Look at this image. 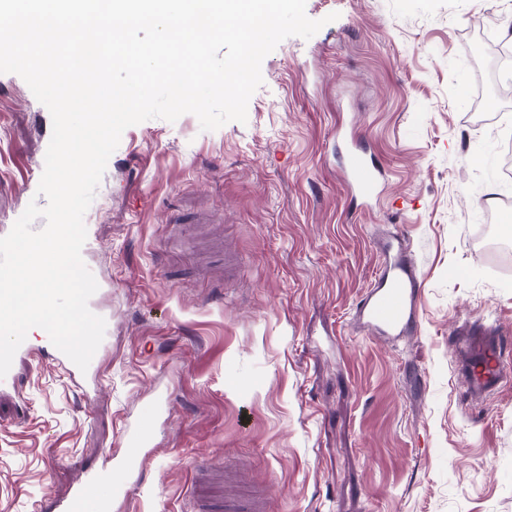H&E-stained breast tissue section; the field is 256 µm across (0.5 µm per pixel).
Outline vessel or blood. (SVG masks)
<instances>
[{
	"instance_id": "b4317fda",
	"label": "vessel or blood",
	"mask_w": 512,
	"mask_h": 512,
	"mask_svg": "<svg viewBox=\"0 0 512 512\" xmlns=\"http://www.w3.org/2000/svg\"><path fill=\"white\" fill-rule=\"evenodd\" d=\"M345 170L363 198H371L378 187L376 167L368 155L357 148L347 150ZM376 248L381 267L370 288L355 306L353 317L369 334L389 340L407 338L419 330L418 269L404 238L392 233L380 238ZM459 350L456 370L467 393L485 399L512 383V361L507 360V342L495 327L474 321L457 331ZM149 426L133 430L126 439L128 451L116 459V467L127 469L143 465L141 448L150 441ZM57 512H104L95 504V480L86 478L57 506Z\"/></svg>"
}]
</instances>
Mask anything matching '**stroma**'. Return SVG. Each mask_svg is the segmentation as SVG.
<instances>
[{
    "mask_svg": "<svg viewBox=\"0 0 512 512\" xmlns=\"http://www.w3.org/2000/svg\"><path fill=\"white\" fill-rule=\"evenodd\" d=\"M323 20L268 54L246 123L191 114L127 128L87 210L82 257L105 336L84 379L34 355L0 396V512H53L91 476L111 512H196L203 466L240 468L268 512H512V386L468 400L453 333L496 322L512 286L486 240L512 95L476 110L477 55L512 0H306ZM378 161L363 204L342 135ZM52 135L0 73V236L36 191ZM400 231L419 332L364 336L353 305ZM153 424L146 464L116 470Z\"/></svg>",
    "mask_w": 512,
    "mask_h": 512,
    "instance_id": "1",
    "label": "stroma"
}]
</instances>
